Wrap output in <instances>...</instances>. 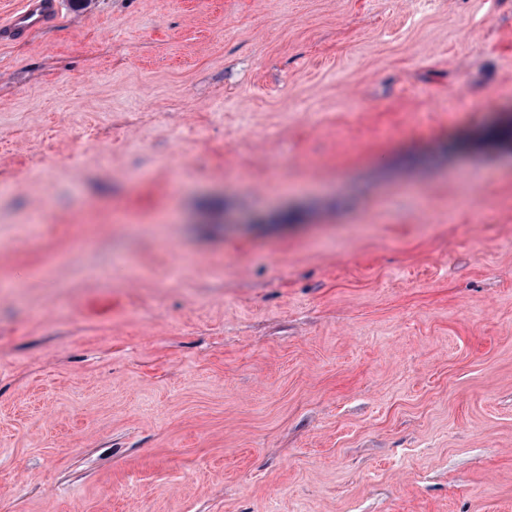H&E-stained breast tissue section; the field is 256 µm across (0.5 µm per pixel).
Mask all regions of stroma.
<instances>
[{
  "label": "stroma",
  "mask_w": 512,
  "mask_h": 512,
  "mask_svg": "<svg viewBox=\"0 0 512 512\" xmlns=\"http://www.w3.org/2000/svg\"><path fill=\"white\" fill-rule=\"evenodd\" d=\"M0 512H512V0L0 40Z\"/></svg>",
  "instance_id": "stroma-1"
}]
</instances>
